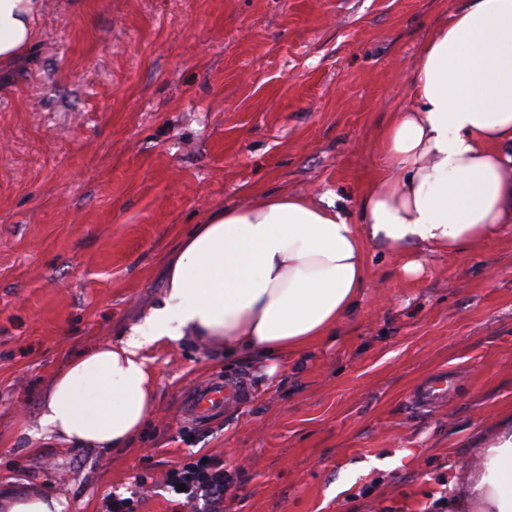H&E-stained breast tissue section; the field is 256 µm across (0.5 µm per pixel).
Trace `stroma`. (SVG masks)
Here are the masks:
<instances>
[{"label":"stroma","mask_w":512,"mask_h":512,"mask_svg":"<svg viewBox=\"0 0 512 512\" xmlns=\"http://www.w3.org/2000/svg\"><path fill=\"white\" fill-rule=\"evenodd\" d=\"M31 61L0 73V495L63 512H177L164 474L223 459L227 512H426L512 412V229L457 257L370 244V286L335 335L277 364L184 337L149 348L157 404L107 455L47 441L39 403L68 361L158 303L178 238L250 193L350 215L378 169L403 71L458 0H47ZM447 401L407 397L438 373ZM245 377L209 422L182 393ZM63 506L55 495L5 494L2 512H62Z\"/></svg>","instance_id":"35a3bbf8"}]
</instances>
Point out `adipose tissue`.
<instances>
[{
	"instance_id": "1",
	"label": "adipose tissue",
	"mask_w": 512,
	"mask_h": 512,
	"mask_svg": "<svg viewBox=\"0 0 512 512\" xmlns=\"http://www.w3.org/2000/svg\"><path fill=\"white\" fill-rule=\"evenodd\" d=\"M46 0H0V69L39 44ZM410 105L380 130L383 171L357 216L261 192L182 237L164 295L118 344L71 359L39 408L47 439L126 445L156 395L146 351L192 336L228 354L296 353L331 335L369 282L365 246L456 256L512 224V0H460L405 73ZM455 512H512V420L458 484Z\"/></svg>"
}]
</instances>
